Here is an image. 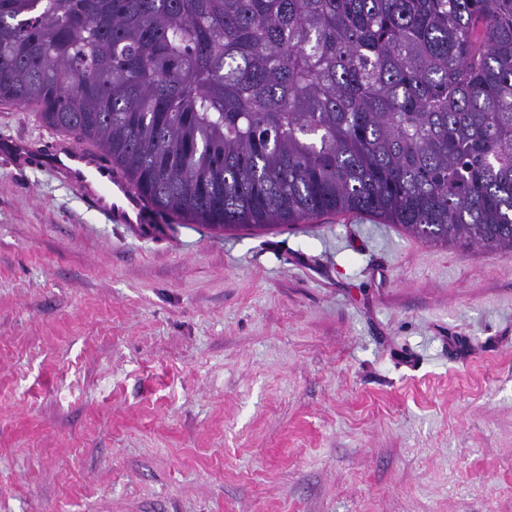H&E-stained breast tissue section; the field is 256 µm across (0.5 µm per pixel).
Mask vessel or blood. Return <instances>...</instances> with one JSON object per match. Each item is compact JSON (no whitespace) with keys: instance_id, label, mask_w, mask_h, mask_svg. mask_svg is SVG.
Segmentation results:
<instances>
[{"instance_id":"b4317fda","label":"vessel or blood","mask_w":512,"mask_h":512,"mask_svg":"<svg viewBox=\"0 0 512 512\" xmlns=\"http://www.w3.org/2000/svg\"><path fill=\"white\" fill-rule=\"evenodd\" d=\"M33 165L52 166L78 189L85 202L109 224L132 225L139 237H150V228L136 223L135 212L145 205L142 196L128 187L120 172L97 159L91 148L72 142L50 144L43 153L32 156Z\"/></svg>"}]
</instances>
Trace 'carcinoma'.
Instances as JSON below:
<instances>
[{"mask_svg": "<svg viewBox=\"0 0 512 512\" xmlns=\"http://www.w3.org/2000/svg\"><path fill=\"white\" fill-rule=\"evenodd\" d=\"M0 102L215 230L512 250V0H0Z\"/></svg>", "mask_w": 512, "mask_h": 512, "instance_id": "cac0c4a2", "label": "carcinoma"}]
</instances>
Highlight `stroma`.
Returning <instances> with one entry per match:
<instances>
[{
  "mask_svg": "<svg viewBox=\"0 0 512 512\" xmlns=\"http://www.w3.org/2000/svg\"><path fill=\"white\" fill-rule=\"evenodd\" d=\"M0 104V512H512V251L108 224Z\"/></svg>",
  "mask_w": 512,
  "mask_h": 512,
  "instance_id": "35a3bbf8",
  "label": "stroma"
}]
</instances>
